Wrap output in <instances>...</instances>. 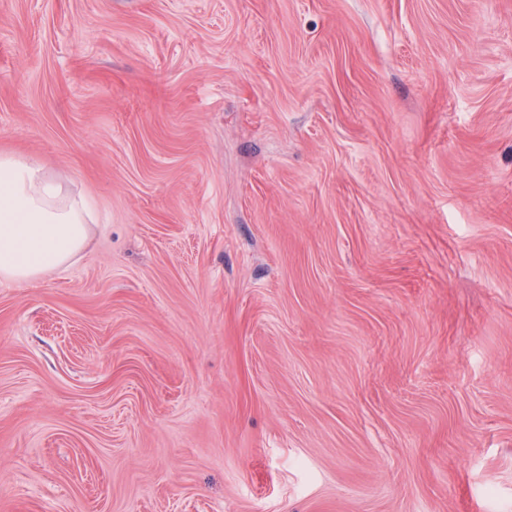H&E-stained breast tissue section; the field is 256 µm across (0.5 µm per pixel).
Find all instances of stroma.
<instances>
[{
    "label": "stroma",
    "mask_w": 512,
    "mask_h": 512,
    "mask_svg": "<svg viewBox=\"0 0 512 512\" xmlns=\"http://www.w3.org/2000/svg\"><path fill=\"white\" fill-rule=\"evenodd\" d=\"M3 153L0 512H512V0H0ZM94 213L43 165L0 155V278L29 284L67 268L85 250Z\"/></svg>",
    "instance_id": "stroma-1"
}]
</instances>
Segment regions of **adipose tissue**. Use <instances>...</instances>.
<instances>
[{"label":"adipose tissue","instance_id":"adipose-tissue-1","mask_svg":"<svg viewBox=\"0 0 512 512\" xmlns=\"http://www.w3.org/2000/svg\"><path fill=\"white\" fill-rule=\"evenodd\" d=\"M87 199L43 165L0 155V278L29 284L67 268L94 230Z\"/></svg>","mask_w":512,"mask_h":512}]
</instances>
